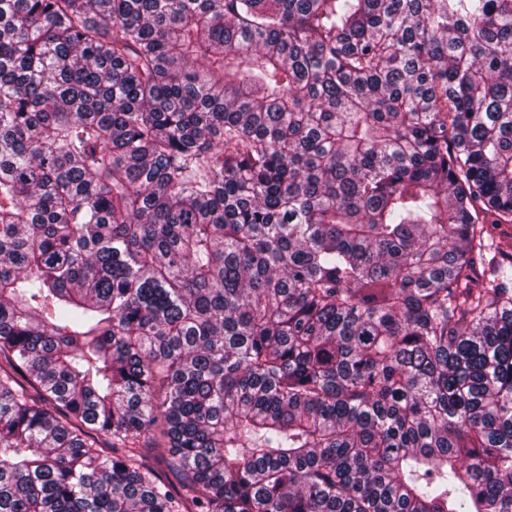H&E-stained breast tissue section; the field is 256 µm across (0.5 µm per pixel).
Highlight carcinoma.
Returning <instances> with one entry per match:
<instances>
[{
    "mask_svg": "<svg viewBox=\"0 0 512 512\" xmlns=\"http://www.w3.org/2000/svg\"><path fill=\"white\" fill-rule=\"evenodd\" d=\"M490 224L512 0H0V512H512Z\"/></svg>",
    "mask_w": 512,
    "mask_h": 512,
    "instance_id": "obj_1",
    "label": "carcinoma"
}]
</instances>
